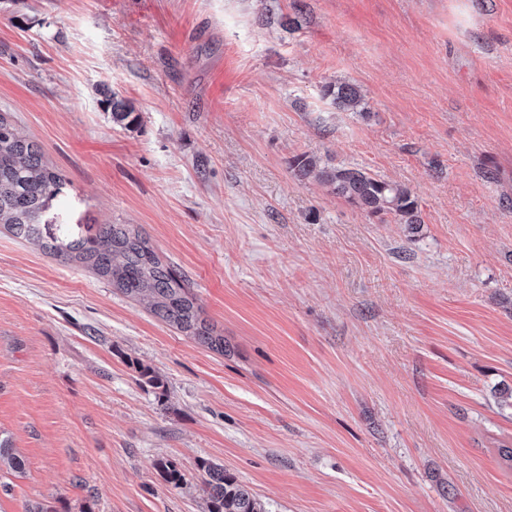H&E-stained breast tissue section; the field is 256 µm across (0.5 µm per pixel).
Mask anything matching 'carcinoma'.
Segmentation results:
<instances>
[{
    "label": "carcinoma",
    "mask_w": 512,
    "mask_h": 512,
    "mask_svg": "<svg viewBox=\"0 0 512 512\" xmlns=\"http://www.w3.org/2000/svg\"><path fill=\"white\" fill-rule=\"evenodd\" d=\"M324 96L340 109L362 101L350 84L326 85ZM112 122L122 127L138 123L134 107L112 98ZM295 167L369 215H391L400 224H419L417 201L404 187L377 179L358 168L320 167L298 157ZM71 182L43 163L37 147L0 113V226L28 240L64 263L82 264L107 279L122 293L146 299L164 321L186 331L209 347L224 351V338L212 336L201 319V306L188 284L164 264L139 231L124 224H66L57 204L70 194ZM209 512H266L264 505L224 468L201 463ZM21 474L24 459L9 441L0 439V471Z\"/></svg>",
    "instance_id": "1"
}]
</instances>
